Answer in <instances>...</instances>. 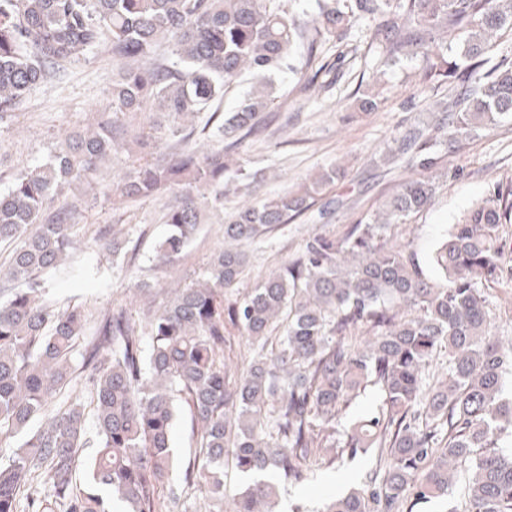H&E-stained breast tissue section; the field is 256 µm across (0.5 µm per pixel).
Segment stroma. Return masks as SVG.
Instances as JSON below:
<instances>
[{"instance_id": "35a3bbf8", "label": "stroma", "mask_w": 512, "mask_h": 512, "mask_svg": "<svg viewBox=\"0 0 512 512\" xmlns=\"http://www.w3.org/2000/svg\"><path fill=\"white\" fill-rule=\"evenodd\" d=\"M325 57L335 64L336 72L320 76L310 92H300L294 73L286 70L278 75L281 96L271 107L267 131L244 141L237 155L246 168L264 170L266 178L252 187L233 185L224 210L229 213L238 204L273 197L337 164L347 167L349 176L326 194L335 203L331 213L312 208L248 245L249 263L241 275V288L252 287L286 266L310 236L339 232L361 213L381 207L396 177L381 162L384 148L414 122L430 120L436 101L444 96L443 91L420 83L419 58L408 57L382 69V55L365 25L353 29L346 46L326 48ZM115 69L110 56L90 53L69 66L62 82L44 83L32 91L18 122L0 126V190L23 166L46 158L64 131L111 118L108 92ZM376 74L385 97L381 110L368 116L355 113L358 88L371 83ZM509 183L512 123H505L449 157L447 180L433 205L405 226L402 245L428 276H436L431 256L445 230L497 186ZM80 194L78 223L118 225L126 236L139 238L140 244L135 255L115 261L87 251L71 266L47 274L46 296L59 304H79L94 315L106 308L131 306L141 283L160 294L174 283L200 278L208 256L224 244L222 218L214 214L174 262L157 263L155 247L166 233L161 200H142L118 209L97 190L84 188ZM374 466L368 454L317 469L305 483L283 488L281 508L321 512L330 498L362 487Z\"/></svg>"}]
</instances>
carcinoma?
<instances>
[{"instance_id": "obj_1", "label": "carcinoma", "mask_w": 512, "mask_h": 512, "mask_svg": "<svg viewBox=\"0 0 512 512\" xmlns=\"http://www.w3.org/2000/svg\"><path fill=\"white\" fill-rule=\"evenodd\" d=\"M310 18L282 0H0V125L12 123L37 86L100 51L121 63L112 78V119L62 138L45 162L15 174L0 192V438L22 436L0 464V512H175L180 497L161 487L172 467L177 401L186 406L195 447L183 482L224 512V466L253 477L230 512H278L280 486L302 484L313 465L370 453L365 485L330 499L323 512H400L404 503L448 494L468 465L464 512H512V343L491 334L487 288L512 280L499 228L512 223V186L497 189L450 226L433 255L441 279L425 274L393 241L427 209L448 177L442 160L493 126L512 122V65L492 62L493 39L512 33V0H316ZM362 21L386 62L420 58V81L448 88L434 116L394 138L383 161L408 157L377 211L340 234L318 233L288 266L236 296L241 244L306 214L343 165L295 190L236 208L224 246L205 276L149 302L141 317L108 308L92 317L44 295V276L95 247L123 252L114 225L77 233L79 199L64 190L95 186L114 203L173 196L157 257L174 261L202 224L204 203L224 209L233 179L259 184L263 170L231 167L230 153L267 128L274 103L267 76L303 53L300 90L334 65L327 44L344 42ZM455 35V44L448 36ZM249 74L253 91L231 112L217 105ZM369 89L364 114L381 109ZM167 117L170 144L153 151L155 123ZM125 150L127 170L102 185L100 173ZM251 342L239 377L224 363L227 327ZM81 352L82 374L74 365ZM447 365L433 373L436 354ZM368 388L380 410L338 429ZM40 426L28 431L34 421ZM96 435L87 436V422ZM87 448L93 449L89 456Z\"/></svg>"}]
</instances>
